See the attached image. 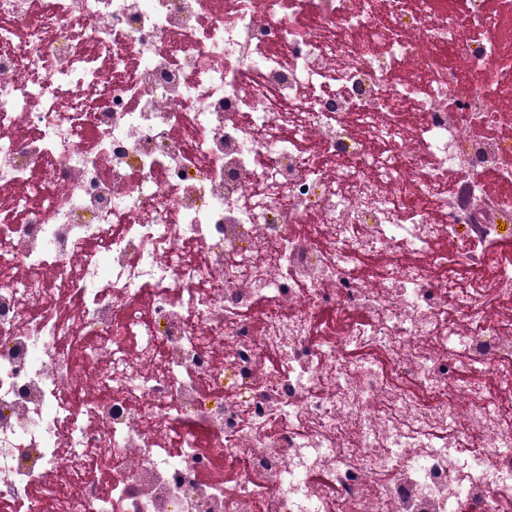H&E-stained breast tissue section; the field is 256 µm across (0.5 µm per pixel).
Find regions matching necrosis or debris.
Returning a JSON list of instances; mask_svg holds the SVG:
<instances>
[{
    "mask_svg": "<svg viewBox=\"0 0 512 512\" xmlns=\"http://www.w3.org/2000/svg\"><path fill=\"white\" fill-rule=\"evenodd\" d=\"M509 15L0 0V506L512 512Z\"/></svg>",
    "mask_w": 512,
    "mask_h": 512,
    "instance_id": "obj_1",
    "label": "necrosis or debris"
}]
</instances>
